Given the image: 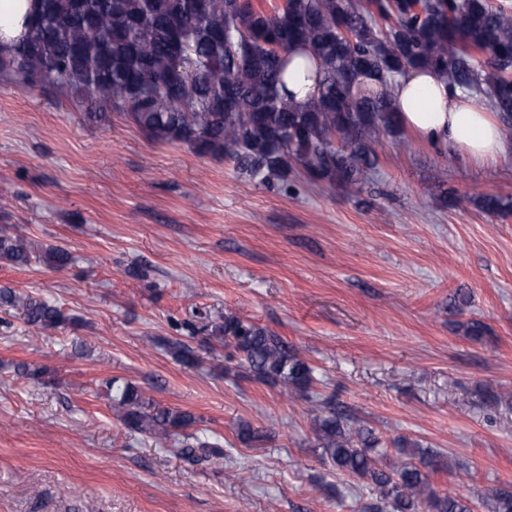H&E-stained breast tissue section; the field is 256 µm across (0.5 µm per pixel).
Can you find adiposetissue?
<instances>
[{
  "label": "adipose tissue",
  "instance_id": "ef3b65f1",
  "mask_svg": "<svg viewBox=\"0 0 512 512\" xmlns=\"http://www.w3.org/2000/svg\"><path fill=\"white\" fill-rule=\"evenodd\" d=\"M393 97L401 125L426 141L459 150L472 162L496 160L512 148L479 98L450 90L430 71L410 72Z\"/></svg>",
  "mask_w": 512,
  "mask_h": 512
}]
</instances>
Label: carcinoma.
<instances>
[{
    "label": "carcinoma",
    "mask_w": 512,
    "mask_h": 512,
    "mask_svg": "<svg viewBox=\"0 0 512 512\" xmlns=\"http://www.w3.org/2000/svg\"><path fill=\"white\" fill-rule=\"evenodd\" d=\"M23 38L0 49V77L37 88L103 119L124 117L152 140L184 144L224 158L261 184L288 188L296 170L315 184L352 195L377 165V148L399 132L392 90L411 70L434 72L453 89L484 96L512 139V11L489 0H283L267 10L253 0H36ZM311 62L318 84L305 103L288 94V71ZM26 241L0 228V259L30 262ZM42 260L64 269L70 252L57 245ZM26 323L38 330L75 326L56 305L30 300ZM185 322L205 344L239 354L255 378L305 395L315 375L282 337L246 319L215 320L196 311ZM479 341L481 321L459 324ZM181 363L199 355L186 342L166 343ZM35 385L55 382L47 366L16 365ZM122 425L163 444L180 436L188 466L224 464L218 442L199 439L188 411L163 407L136 383L106 382ZM323 460L369 482V512H472L461 494H439L429 474L444 462L402 441L390 456L374 431L329 397L316 401L313 427ZM241 443L265 437L248 422ZM489 512H512V492L493 489Z\"/></svg>",
    "instance_id": "carcinoma-1"
}]
</instances>
